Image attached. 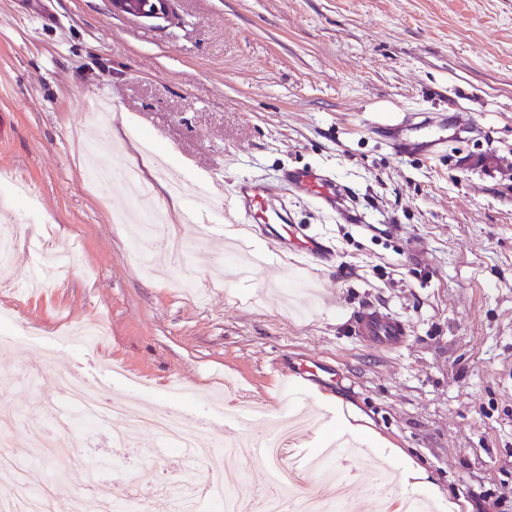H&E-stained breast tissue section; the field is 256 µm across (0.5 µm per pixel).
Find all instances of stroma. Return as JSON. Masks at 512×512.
Returning <instances> with one entry per match:
<instances>
[{"mask_svg":"<svg viewBox=\"0 0 512 512\" xmlns=\"http://www.w3.org/2000/svg\"><path fill=\"white\" fill-rule=\"evenodd\" d=\"M174 21L112 14L107 0H0V198L24 183L32 211L0 272V407L53 398L19 377L30 366L82 377L124 398L202 419L223 449L228 403L283 409L278 368L321 360L340 383L307 384L361 413L423 467L432 512H473L508 494L512 512V0H176ZM444 124L434 155L399 153L420 121ZM118 127L99 165L143 167L152 139L184 182L158 237L191 243L183 267L147 247L127 187L89 185L93 124ZM316 166L352 194L362 223L295 194V223L324 237L331 261L307 269L247 234L234 203L245 181L277 184ZM198 211L201 224L176 216ZM259 256L234 273L226 242ZM193 288L177 287L184 270ZM401 320V344L372 348L363 309ZM99 323L95 346L75 323ZM56 512L99 459L126 488L177 484L190 472L150 431L72 435Z\"/></svg>","mask_w":512,"mask_h":512,"instance_id":"obj_1","label":"stroma"}]
</instances>
